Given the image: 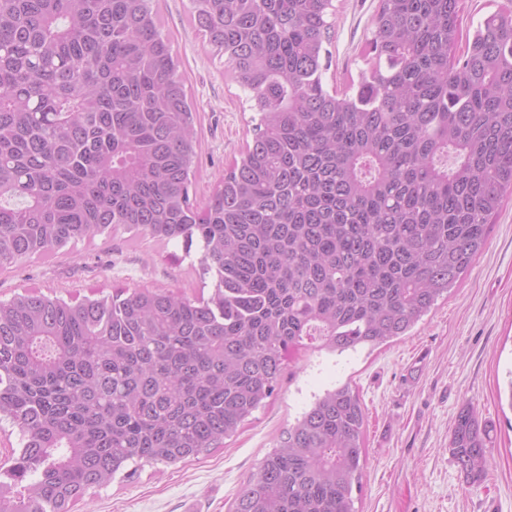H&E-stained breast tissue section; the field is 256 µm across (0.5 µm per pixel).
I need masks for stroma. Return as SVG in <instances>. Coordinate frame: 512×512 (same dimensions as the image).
<instances>
[{"mask_svg":"<svg viewBox=\"0 0 512 512\" xmlns=\"http://www.w3.org/2000/svg\"><path fill=\"white\" fill-rule=\"evenodd\" d=\"M379 0H333L326 89L345 90L368 60ZM187 0H154L197 112L198 164L190 196L205 203L253 138L248 96L191 21ZM198 248L130 241L126 232L0 271V300L26 292L78 301L115 288L211 294ZM350 384L366 412V463L355 512H512V198L448 297L410 335L342 354L300 350L276 394L239 432L198 459L147 464L89 492L76 512H230L240 486L281 435L326 390ZM473 405L488 430V475L466 480L448 451L452 423Z\"/></svg>","mask_w":512,"mask_h":512,"instance_id":"35a3bbf8","label":"stroma"}]
</instances>
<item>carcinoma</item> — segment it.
Returning a JSON list of instances; mask_svg holds the SVG:
<instances>
[{
    "instance_id": "cac0c4a2",
    "label": "carcinoma",
    "mask_w": 512,
    "mask_h": 512,
    "mask_svg": "<svg viewBox=\"0 0 512 512\" xmlns=\"http://www.w3.org/2000/svg\"><path fill=\"white\" fill-rule=\"evenodd\" d=\"M153 0H0V270L136 231L201 249L208 299L134 290L0 301V421L20 450L0 512H72L129 464L224 447L292 355L406 335L448 296L512 194V8L458 52L459 0H379L373 62L325 88L333 0H189L258 116L208 200ZM365 412L312 402L233 512H354ZM475 408L448 450L488 468Z\"/></svg>"
}]
</instances>
